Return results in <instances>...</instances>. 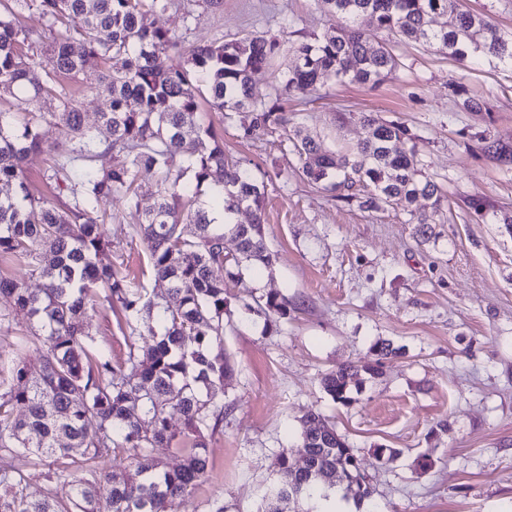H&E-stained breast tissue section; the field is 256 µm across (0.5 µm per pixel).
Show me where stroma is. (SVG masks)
Returning <instances> with one entry per match:
<instances>
[{
  "label": "stroma",
  "instance_id": "35a3bbf8",
  "mask_svg": "<svg viewBox=\"0 0 512 512\" xmlns=\"http://www.w3.org/2000/svg\"><path fill=\"white\" fill-rule=\"evenodd\" d=\"M147 22L180 29L191 44L283 29L320 37L346 24L318 0H224L216 11L172 8ZM394 52L400 67L377 85L304 87L286 98L278 88L290 59L277 58L253 81L289 123L258 135L211 110L206 86L196 91L225 155L264 176L274 260L227 285L224 346L235 376L210 439L209 477L187 512H258L280 454L302 459L298 421L311 409L353 448L381 512H512V233L504 224L512 219V164L488 149L512 148V63L478 49L457 60L405 39ZM467 98L481 110H464ZM368 113L407 128L444 196L430 239L401 210H369L310 186L297 156L279 146L307 138L344 153L364 138ZM100 209L112 261L153 288L148 250L134 233L140 212L118 197ZM270 292L295 306L273 324L244 309ZM89 324L116 359L129 343L153 342L146 323L129 329L105 304ZM380 340L398 353L373 376L371 347ZM343 364L358 371L346 405L320 385ZM379 448L399 454L384 463Z\"/></svg>",
  "mask_w": 512,
  "mask_h": 512
}]
</instances>
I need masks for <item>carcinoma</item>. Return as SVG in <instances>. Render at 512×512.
Listing matches in <instances>:
<instances>
[{"instance_id":"cac0c4a2","label":"carcinoma","mask_w":512,"mask_h":512,"mask_svg":"<svg viewBox=\"0 0 512 512\" xmlns=\"http://www.w3.org/2000/svg\"><path fill=\"white\" fill-rule=\"evenodd\" d=\"M349 20L334 35L292 43L286 34H262L190 46L182 36L151 28L148 14L188 9L181 0H10L0 12V100H17L0 108V185L14 192L0 196V259L23 261L43 280L32 292L21 281L0 277V295L13 298L34 332L0 352V512H102L97 485H110L107 512H183L193 490L209 476V444L224 421V385L235 365L224 350L226 281L239 282L247 269L269 268L273 255L263 234L266 184L224 155V141L199 116L195 84L208 87L209 104L218 112L237 114L249 135L288 124L283 108L267 105L252 75L282 53L293 60L281 82V95L293 88L348 80L375 84L400 66L389 41L406 38L463 59L469 46L512 63V35L458 8V0H320ZM35 10L50 23L52 45L34 53L42 35L17 24V14ZM448 14V27L433 29L430 18ZM368 16L384 41L370 39L357 19ZM106 37H100V33ZM173 57L185 63L174 66ZM88 76L86 90L110 98L99 124L84 123L61 79ZM50 98L46 111L28 112L22 104ZM60 130L47 143L42 123ZM366 137L338 155L312 140L292 144L309 183L336 192L350 202L366 193L369 208L396 206L409 223H433L443 197L424 176L417 151L399 144L408 130L374 114L364 116ZM194 136L192 156L186 138ZM110 152L113 164L97 170L90 162L98 151ZM49 156V179L59 196L57 207L31 193L27 156ZM87 163L76 174L69 164ZM159 179L157 196L145 202L135 183L142 173ZM205 183L217 188L201 199ZM118 196L142 212L135 234L149 251L151 274L161 294L147 295L103 256L112 251L100 226V202ZM431 212L414 209L418 199ZM253 216L236 224L240 207ZM220 209L216 224L209 210ZM238 242V254H224V237ZM224 271L218 278L216 272ZM107 303L118 307L126 325L154 321V345L131 342L120 361L100 347L87 327V312ZM279 318L294 304L269 294L257 306ZM374 374L395 353L391 343L373 346ZM35 354L33 368L25 354ZM350 365L321 379L323 390L340 403L349 400ZM179 414L184 430L179 444L186 454L175 469L153 458L149 449L175 440L169 416ZM95 426L88 427L89 421ZM301 447L307 465L279 456L278 478L267 485L261 512H322L320 503L344 492L362 512H379L373 489L356 480L354 451L320 412L300 419ZM127 452L121 470L100 467ZM48 465L51 489L42 498L27 492L24 461Z\"/></svg>"}]
</instances>
